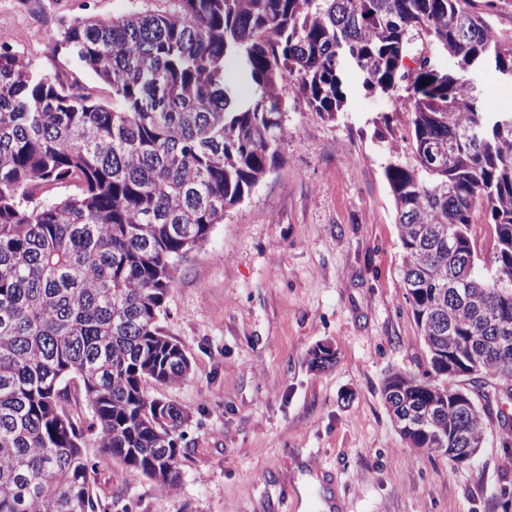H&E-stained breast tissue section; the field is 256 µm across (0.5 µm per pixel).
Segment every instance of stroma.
I'll use <instances>...</instances> for the list:
<instances>
[{"instance_id": "obj_1", "label": "stroma", "mask_w": 512, "mask_h": 512, "mask_svg": "<svg viewBox=\"0 0 512 512\" xmlns=\"http://www.w3.org/2000/svg\"><path fill=\"white\" fill-rule=\"evenodd\" d=\"M153 0H0V32L35 76L63 71L111 104L112 90L53 52L61 20L109 19ZM469 81L488 112L512 107V76L494 65ZM345 103L311 111L282 83L288 137L281 162L215 225L175 273L160 320L188 355L180 384H147L184 407L182 478L159 490L100 462L95 489L112 512H512V395L487 378L468 388L485 415L475 458L458 465L409 447L381 387L392 371L421 374L427 351L404 298L396 210L383 174L386 144L408 148L409 91L370 90L344 76ZM335 359L311 368V352ZM319 486H299L301 476Z\"/></svg>"}]
</instances>
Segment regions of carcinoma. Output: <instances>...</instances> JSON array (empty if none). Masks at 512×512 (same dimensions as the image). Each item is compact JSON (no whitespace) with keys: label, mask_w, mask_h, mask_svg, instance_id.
Listing matches in <instances>:
<instances>
[{"label":"carcinoma","mask_w":512,"mask_h":512,"mask_svg":"<svg viewBox=\"0 0 512 512\" xmlns=\"http://www.w3.org/2000/svg\"><path fill=\"white\" fill-rule=\"evenodd\" d=\"M446 49L441 74L417 40ZM115 89L97 101L60 74L28 79L0 43V512H107L97 460L170 491L181 482L188 412L152 397L191 363L166 336L179 263L279 161L288 138L285 76L314 112L344 103L348 50L371 88L412 87L410 157L390 150L384 176L403 250L402 288L427 348L420 375L393 372L382 392L412 448L467 462L485 439L475 402L458 405L448 361L477 382L512 383L511 112H486L467 72L489 57L512 71L474 0H174L165 11L60 22L54 50ZM241 63L260 89L240 102L225 81ZM454 143L451 156L430 151ZM71 192L51 202L33 189ZM494 231L493 265L478 264L472 216ZM91 413H72L73 401Z\"/></svg>","instance_id":"1"}]
</instances>
